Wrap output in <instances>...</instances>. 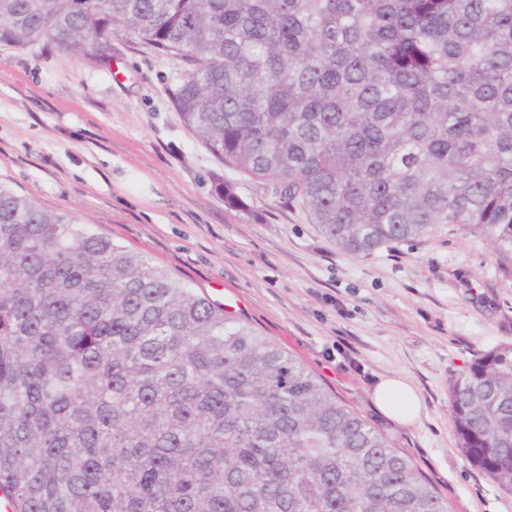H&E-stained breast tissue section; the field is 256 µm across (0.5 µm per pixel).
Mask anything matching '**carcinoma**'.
<instances>
[{
  "label": "carcinoma",
  "mask_w": 512,
  "mask_h": 512,
  "mask_svg": "<svg viewBox=\"0 0 512 512\" xmlns=\"http://www.w3.org/2000/svg\"><path fill=\"white\" fill-rule=\"evenodd\" d=\"M114 26L181 59L188 129L339 249L456 224L512 277V0H0L15 48ZM448 393L458 448L512 493V343ZM2 486L16 512H446L277 343L4 181Z\"/></svg>",
  "instance_id": "cac0c4a2"
}]
</instances>
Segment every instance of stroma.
Listing matches in <instances>:
<instances>
[{
  "label": "stroma",
  "instance_id": "35a3bbf8",
  "mask_svg": "<svg viewBox=\"0 0 512 512\" xmlns=\"http://www.w3.org/2000/svg\"><path fill=\"white\" fill-rule=\"evenodd\" d=\"M183 69L121 28L108 62L0 43V180L231 304L408 454L449 512H512V493L460 453L448 396L475 356L512 343V279L488 245L441 224L368 257L341 251L196 139L168 94ZM218 177L247 211L225 207ZM393 374L421 399L415 426L374 407Z\"/></svg>",
  "mask_w": 512,
  "mask_h": 512
}]
</instances>
